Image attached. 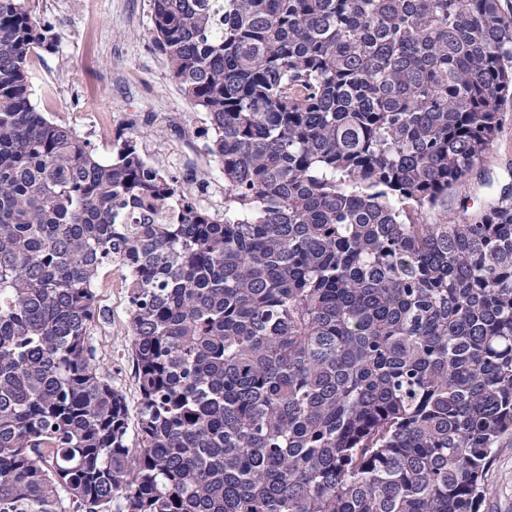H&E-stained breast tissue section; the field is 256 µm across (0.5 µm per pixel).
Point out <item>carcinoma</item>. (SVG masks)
I'll return each mask as SVG.
<instances>
[{
	"mask_svg": "<svg viewBox=\"0 0 512 512\" xmlns=\"http://www.w3.org/2000/svg\"><path fill=\"white\" fill-rule=\"evenodd\" d=\"M224 213L31 102L0 0V512H479L512 436V189L415 219L512 103L500 0H151ZM139 389L100 372V271Z\"/></svg>",
	"mask_w": 512,
	"mask_h": 512,
	"instance_id": "obj_1",
	"label": "carcinoma"
}]
</instances>
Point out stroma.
I'll return each mask as SVG.
<instances>
[{
	"instance_id": "stroma-1",
	"label": "stroma",
	"mask_w": 512,
	"mask_h": 512,
	"mask_svg": "<svg viewBox=\"0 0 512 512\" xmlns=\"http://www.w3.org/2000/svg\"><path fill=\"white\" fill-rule=\"evenodd\" d=\"M56 37L53 51L33 57L31 100L45 116L76 130L96 156L108 159L119 135L134 137L152 163L180 182L206 179L205 201L224 206V179L206 151V113L192 106L153 46L151 0H28ZM512 186V104L470 176L439 206L423 210L430 224L477 215ZM99 321L91 329L101 373L123 393L136 425L139 390L128 346V293L109 272L97 282ZM481 512H512V437L501 440L487 474Z\"/></svg>"
}]
</instances>
